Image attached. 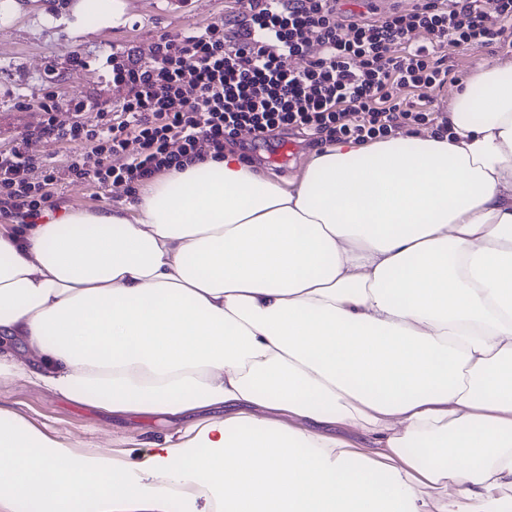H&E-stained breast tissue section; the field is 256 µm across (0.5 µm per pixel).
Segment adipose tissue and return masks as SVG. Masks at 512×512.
Instances as JSON below:
<instances>
[{"instance_id":"1","label":"adipose tissue","mask_w":512,"mask_h":512,"mask_svg":"<svg viewBox=\"0 0 512 512\" xmlns=\"http://www.w3.org/2000/svg\"><path fill=\"white\" fill-rule=\"evenodd\" d=\"M448 122L0 230V382L176 423L138 463L0 411V512H512V61Z\"/></svg>"}]
</instances>
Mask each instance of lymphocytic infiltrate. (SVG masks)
<instances>
[{
	"label": "lymphocytic infiltrate",
	"instance_id": "obj_1",
	"mask_svg": "<svg viewBox=\"0 0 512 512\" xmlns=\"http://www.w3.org/2000/svg\"><path fill=\"white\" fill-rule=\"evenodd\" d=\"M420 29L430 46L411 45ZM510 41L512 0H418L381 19L342 18L336 0H234L224 23L162 35L149 59L108 58L112 83L125 92L117 112L74 98L63 125L56 104L39 100L40 136L82 151L62 168L36 163L21 139L0 151V205L22 221L42 217L52 187L67 180L119 182L133 195L158 172L223 157L244 129L258 138L287 129L315 142L384 139L433 121L432 93L447 77L435 50ZM296 57L307 66L292 67ZM189 83L196 98L185 93ZM114 155L124 156L121 167L110 165Z\"/></svg>",
	"mask_w": 512,
	"mask_h": 512
}]
</instances>
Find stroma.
<instances>
[{
	"instance_id": "1",
	"label": "stroma",
	"mask_w": 512,
	"mask_h": 512,
	"mask_svg": "<svg viewBox=\"0 0 512 512\" xmlns=\"http://www.w3.org/2000/svg\"><path fill=\"white\" fill-rule=\"evenodd\" d=\"M76 0H0V150L29 135L28 150L40 162L62 166L80 153L78 144H61L38 134L43 113L36 103L53 96L57 118L68 122L67 102L75 97L98 101L112 109L122 90L110 81L106 60L115 52L136 51L148 56L161 35H177L223 22L231 0H122V15L112 23L95 13L76 19ZM448 80L433 92V107L447 112L459 80L468 78L484 62L511 61L512 50L487 47L438 50ZM234 146L250 161L284 181L294 180L316 151L310 138L295 131H276L266 139L237 136ZM52 200L59 210L102 209L130 202L124 185L105 188L90 182L59 186ZM0 410L10 411L67 441L75 452L114 450L117 443L139 440L130 449L133 459L149 454L150 442L173 430L161 418L115 416L22 382L0 383Z\"/></svg>"
}]
</instances>
